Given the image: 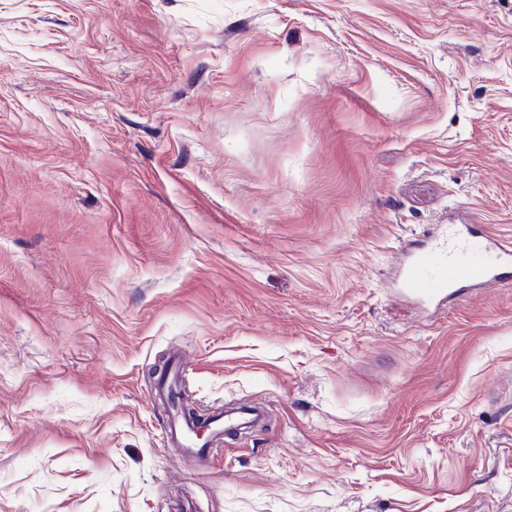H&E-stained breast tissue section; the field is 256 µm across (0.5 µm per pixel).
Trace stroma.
<instances>
[{
  "label": "stroma",
  "instance_id": "obj_1",
  "mask_svg": "<svg viewBox=\"0 0 512 512\" xmlns=\"http://www.w3.org/2000/svg\"><path fill=\"white\" fill-rule=\"evenodd\" d=\"M512 0H0V512H512ZM261 403L209 467L152 369ZM455 228L438 247L439 256L420 253L412 258L406 269V291L434 310L444 305L448 288H473L478 290L487 284L501 285L509 280L512 267V243L497 238H485L489 249L495 252V262H478L460 270V258L471 251L467 237L472 236L476 224H454ZM462 281L467 285H460Z\"/></svg>",
  "mask_w": 512,
  "mask_h": 512
}]
</instances>
